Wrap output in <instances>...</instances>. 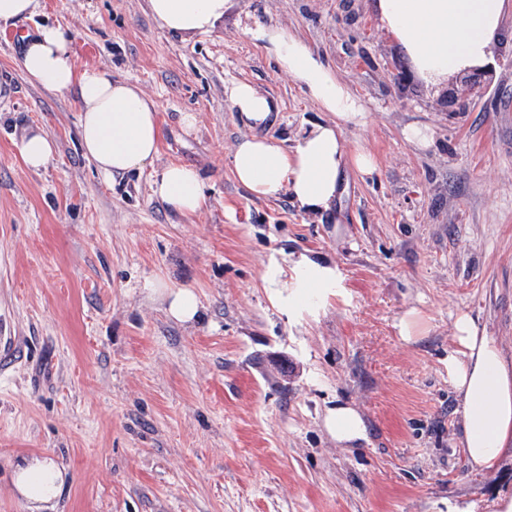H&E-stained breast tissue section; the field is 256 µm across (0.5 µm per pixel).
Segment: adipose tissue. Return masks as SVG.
<instances>
[{"mask_svg":"<svg viewBox=\"0 0 512 512\" xmlns=\"http://www.w3.org/2000/svg\"><path fill=\"white\" fill-rule=\"evenodd\" d=\"M148 2L164 30L193 36L212 32L229 0ZM377 8L416 73L426 84L439 86L489 61L512 0H377ZM246 34L333 119L312 124L288 148L263 132L277 109L276 101L247 82L225 84V97L250 129L231 154L232 174L254 197L284 192L302 211L324 214L341 193L345 167L365 178L377 169L371 153L347 149L342 132L343 124H364L368 114L361 100L303 39L266 24L248 28ZM20 65L40 87L76 92L81 147L105 178L151 169L155 197L185 218L203 211L208 196L198 170L178 163L154 165L161 138L156 104L133 83L113 79L108 70L77 65L66 29L43 26L26 37ZM17 149L24 165L37 171L53 158L56 143L42 128L32 127L21 136ZM262 280L272 302L295 316L302 312L309 293L324 295L336 288L340 273L335 264L301 253L269 257ZM151 289L164 299L171 320L188 324L199 319L202 305L193 288L155 282ZM454 340L448 354V382L459 400L467 462L472 471L483 472L498 462L512 441V361L469 313L456 317ZM323 427L336 443L346 446L366 438L363 417L350 405L327 408ZM65 476V469L42 453L23 458L14 471L13 486L32 512H44L60 497Z\"/></svg>","mask_w":512,"mask_h":512,"instance_id":"adipose-tissue-1","label":"adipose tissue"}]
</instances>
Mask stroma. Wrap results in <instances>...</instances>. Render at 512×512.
<instances>
[{"mask_svg":"<svg viewBox=\"0 0 512 512\" xmlns=\"http://www.w3.org/2000/svg\"><path fill=\"white\" fill-rule=\"evenodd\" d=\"M375 3L230 0L211 33L180 37L147 0H38L0 29V512H30L12 473L44 451L67 470L53 512H494L512 496V447L471 472L448 383L460 312L512 357V15L482 81L431 87ZM45 24L67 29L78 65L157 104L158 161L201 171L200 214H175L149 172L108 181L84 157L74 95L20 67ZM257 24L307 41L369 113L343 134L378 170L346 169L324 215L254 198L230 171L249 129L225 83L277 102L265 132L285 144L332 119L249 40ZM416 124L428 146L405 139ZM31 125L57 145L37 172L15 146ZM304 250L341 281L291 320L262 272ZM154 282L194 288L201 320H170ZM412 307L424 322L408 343L395 324ZM339 402L364 419L358 447L322 428Z\"/></svg>","mask_w":512,"mask_h":512,"instance_id":"35a3bbf8","label":"stroma"}]
</instances>
